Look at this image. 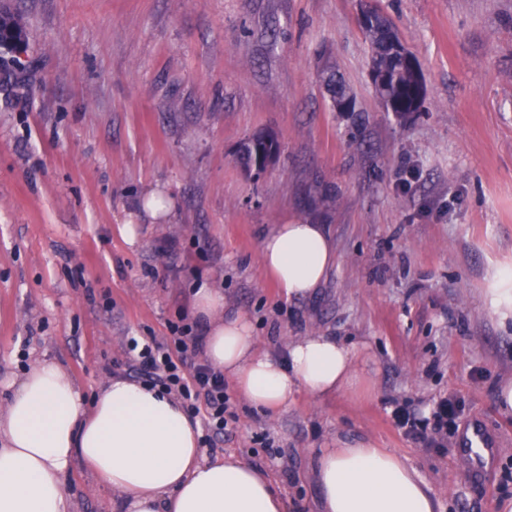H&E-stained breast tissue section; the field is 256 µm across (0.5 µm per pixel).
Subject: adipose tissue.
I'll return each instance as SVG.
<instances>
[{
	"label": "adipose tissue",
	"instance_id": "obj_1",
	"mask_svg": "<svg viewBox=\"0 0 512 512\" xmlns=\"http://www.w3.org/2000/svg\"><path fill=\"white\" fill-rule=\"evenodd\" d=\"M260 260L288 298L312 296L336 262L325 225L279 224ZM207 327L206 360L254 408L278 412L296 394L333 395L357 383L359 349L333 336H299L261 348L246 314L214 288L195 292ZM200 428L173 397L124 378L100 388L91 410L55 362L40 361L0 410V512H69L64 478L82 461L123 499L125 512H286L257 468L234 456L201 457ZM322 512H440L417 469L364 442L326 448L315 460Z\"/></svg>",
	"mask_w": 512,
	"mask_h": 512
}]
</instances>
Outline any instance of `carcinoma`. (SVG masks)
Instances as JSON below:
<instances>
[{
    "label": "carcinoma",
    "mask_w": 512,
    "mask_h": 512,
    "mask_svg": "<svg viewBox=\"0 0 512 512\" xmlns=\"http://www.w3.org/2000/svg\"><path fill=\"white\" fill-rule=\"evenodd\" d=\"M12 30L18 41H25V31L18 14L9 9H0V30ZM368 39L371 57L370 68L388 75V80L378 88V96L387 107V111L402 120L408 111L419 109L422 100L413 95V86L417 76L409 70L403 61L408 49L402 43L391 19L383 13L375 12V20L362 25ZM333 108L338 112L356 111V103L343 83L339 80L328 81Z\"/></svg>",
    "instance_id": "1"
}]
</instances>
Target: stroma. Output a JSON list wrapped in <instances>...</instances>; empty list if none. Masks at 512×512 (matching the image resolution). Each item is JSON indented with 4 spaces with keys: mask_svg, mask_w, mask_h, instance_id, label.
<instances>
[{
    "mask_svg": "<svg viewBox=\"0 0 512 512\" xmlns=\"http://www.w3.org/2000/svg\"><path fill=\"white\" fill-rule=\"evenodd\" d=\"M8 2L27 40L19 57L0 47V408L42 358L87 400L130 377L128 337L167 336L206 284L261 347L317 332L363 351L353 388L273 415L226 385L237 420L216 456L269 474L288 512H321L316 452L369 441L414 466L443 512H499L512 322L486 290L512 266V0H372L422 75L403 121L375 94L360 0ZM331 73L356 113L332 107ZM255 133L280 154L254 176L236 152ZM297 221L326 225L336 248L302 300L260 261L262 237ZM447 396L457 417L440 429ZM475 420L498 450L486 482L460 449ZM65 492L70 512H120L85 465Z\"/></svg>",
    "mask_w": 512,
    "mask_h": 512,
    "instance_id": "stroma-1",
    "label": "stroma"
}]
</instances>
